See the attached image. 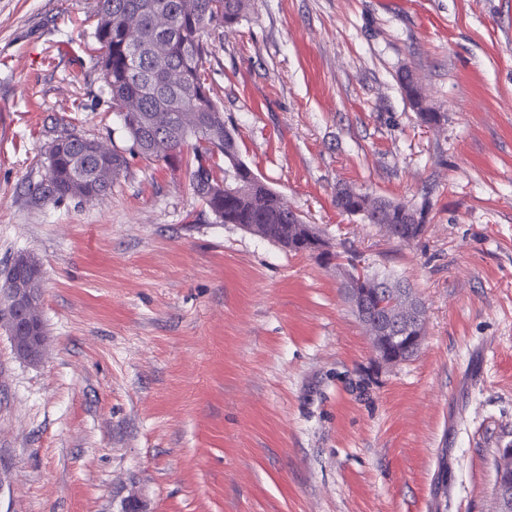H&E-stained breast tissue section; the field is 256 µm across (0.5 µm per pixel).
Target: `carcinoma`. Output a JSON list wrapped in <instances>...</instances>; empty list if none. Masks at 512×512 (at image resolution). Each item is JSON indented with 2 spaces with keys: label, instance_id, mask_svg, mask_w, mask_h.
<instances>
[{
  "label": "carcinoma",
  "instance_id": "carcinoma-1",
  "mask_svg": "<svg viewBox=\"0 0 512 512\" xmlns=\"http://www.w3.org/2000/svg\"><path fill=\"white\" fill-rule=\"evenodd\" d=\"M252 6L253 0H99L92 24L94 66L103 75L98 95L121 117L129 153L170 167L189 154L195 193L220 223L264 224L267 232L260 238L297 254L280 235L302 218L242 160L237 131L224 122L209 79L212 49L206 35L234 28ZM398 80L420 121L440 126V113L426 105L413 74L405 71ZM44 155L48 178L36 191L55 202L99 201L129 167L125 153L75 127L48 143ZM217 170L228 175L223 189L211 183ZM335 203L348 215L363 211L367 223L399 243L408 242L409 215L425 223L422 211L355 186L336 193Z\"/></svg>",
  "mask_w": 512,
  "mask_h": 512
}]
</instances>
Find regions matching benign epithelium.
Segmentation results:
<instances>
[{
	"mask_svg": "<svg viewBox=\"0 0 512 512\" xmlns=\"http://www.w3.org/2000/svg\"><path fill=\"white\" fill-rule=\"evenodd\" d=\"M291 231L298 241L305 242V252L336 266V271L342 276L351 310L369 331L373 357L378 366L402 363L410 350L420 347L425 317L421 301L407 299L405 291L400 288L392 293L390 300L379 305V309H372L370 302L389 285L372 279L365 270L356 266L346 268L335 258V250L329 242L313 237L308 225L295 224ZM41 294L40 288H8L0 294V311L7 310V315L0 316V321L5 323L16 353L33 361L41 355L43 336L40 327L27 313L26 306ZM496 480L498 512H512V472L501 466Z\"/></svg>",
	"mask_w": 512,
	"mask_h": 512,
	"instance_id": "obj_1",
	"label": "benign epithelium"
}]
</instances>
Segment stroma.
Masks as SVG:
<instances>
[{
  "label": "stroma",
  "mask_w": 512,
  "mask_h": 512,
  "mask_svg": "<svg viewBox=\"0 0 512 512\" xmlns=\"http://www.w3.org/2000/svg\"><path fill=\"white\" fill-rule=\"evenodd\" d=\"M98 0H0V271L42 273V356L0 327V512H495L512 441V0H255L213 32L240 154L343 258L410 283L379 371L335 269L216 223L187 162L35 199L42 150L129 141L97 97ZM411 70L440 127L398 82ZM347 183L423 209L401 244Z\"/></svg>",
  "instance_id": "obj_1"
}]
</instances>
